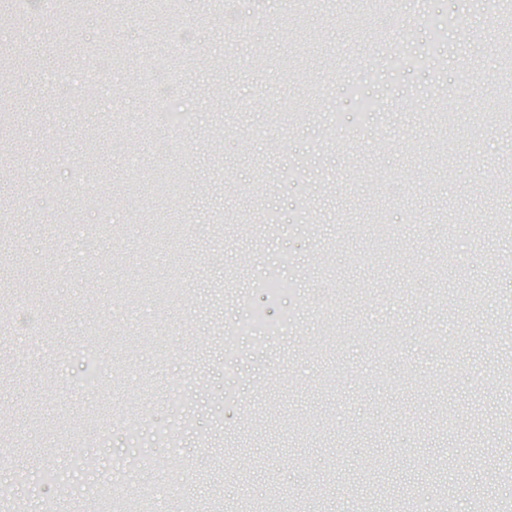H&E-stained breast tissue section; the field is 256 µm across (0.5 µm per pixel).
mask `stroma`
Returning <instances> with one entry per match:
<instances>
[{"label": "stroma", "mask_w": 512, "mask_h": 512, "mask_svg": "<svg viewBox=\"0 0 512 512\" xmlns=\"http://www.w3.org/2000/svg\"><path fill=\"white\" fill-rule=\"evenodd\" d=\"M458 0H400L364 17L344 0H311L310 46L288 66L292 0H207L169 21L195 51L177 76L184 122L152 124L153 98L130 89L163 68L149 9L123 0L56 25H0V50L27 37L30 66L6 74L0 103V215L18 227L0 280V425L23 440L0 447V485L25 512H99L167 485L156 512H481L512 499L490 463L512 456V129L497 114L507 74L495 47L503 0H469L438 60L392 70V54L425 51L424 19ZM122 54L109 88L87 92L88 56ZM469 68L471 80L455 75ZM368 70L379 108L356 117L348 84ZM67 72L68 83L53 82ZM451 108V136L434 113ZM360 130L356 173L335 141ZM82 154L61 170L45 150ZM186 168L178 239L143 222L158 195L132 178ZM94 181L120 208H92ZM279 215L271 237L259 222ZM287 278L273 303L286 332L243 333L249 309L228 285ZM144 438L130 449L127 422ZM43 465L60 481L36 486ZM85 456L89 468L72 464ZM138 456L129 472L126 458ZM42 456V455H41Z\"/></svg>", "instance_id": "1"}]
</instances>
